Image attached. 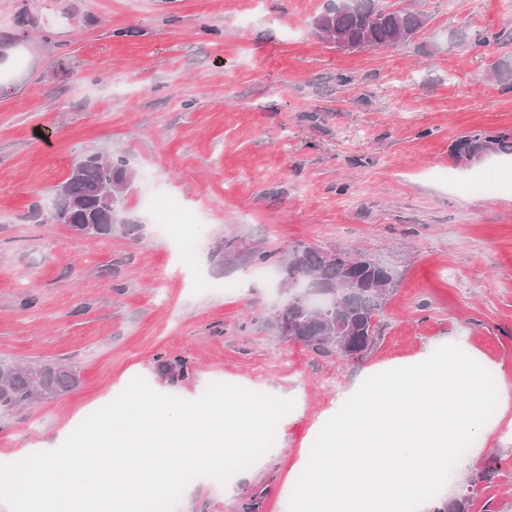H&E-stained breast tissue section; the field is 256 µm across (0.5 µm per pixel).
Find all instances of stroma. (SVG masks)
<instances>
[{
	"mask_svg": "<svg viewBox=\"0 0 512 512\" xmlns=\"http://www.w3.org/2000/svg\"><path fill=\"white\" fill-rule=\"evenodd\" d=\"M429 23L394 47L339 48L327 0H0V359H62L72 392L0 416V458L54 448L132 375L193 401L214 379L290 398L271 449L172 512H288L296 461L366 373L455 343L512 378V156L463 164L474 130L512 132V0H382ZM500 35L489 48L478 35ZM128 156L135 235L34 220L73 157ZM195 247L184 264L176 241ZM233 240L237 260L218 264ZM342 246L397 269L381 339L361 358L282 341L288 294L254 251ZM231 291L220 290V283ZM187 360L169 384L157 363ZM494 464L471 512H512V433L456 465Z\"/></svg>",
	"mask_w": 512,
	"mask_h": 512,
	"instance_id": "35a3bbf8",
	"label": "stroma"
}]
</instances>
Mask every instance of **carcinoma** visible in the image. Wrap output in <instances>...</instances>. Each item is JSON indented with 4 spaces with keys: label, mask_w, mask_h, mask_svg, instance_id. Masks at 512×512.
<instances>
[{
    "label": "carcinoma",
    "mask_w": 512,
    "mask_h": 512,
    "mask_svg": "<svg viewBox=\"0 0 512 512\" xmlns=\"http://www.w3.org/2000/svg\"><path fill=\"white\" fill-rule=\"evenodd\" d=\"M424 14L393 9L379 0H332L316 20L330 32L362 40L364 47L395 46L412 40L421 31ZM356 43L351 47L360 46ZM497 153L512 155V134L476 130L461 136L453 147L460 163ZM135 172L123 154L104 155L85 150L72 160L68 176L56 186L49 209L64 224H92L88 237L112 235L118 227L124 233L137 230L125 217L126 195ZM297 251H254L257 266H274L280 285L288 288V302L274 314V326L291 325L289 339L324 356L359 358L380 339L379 322L396 284L397 274L389 266L365 253L357 254L362 266L361 281L343 288L351 276L350 255L343 251L336 261L326 262L321 249L307 243L295 244ZM191 371L184 359L162 364L164 378H183ZM81 384L79 371L61 360H42L21 365L0 360V415L13 414L38 400L63 396ZM470 493L434 498L432 512H470Z\"/></svg>",
    "instance_id": "1"
}]
</instances>
